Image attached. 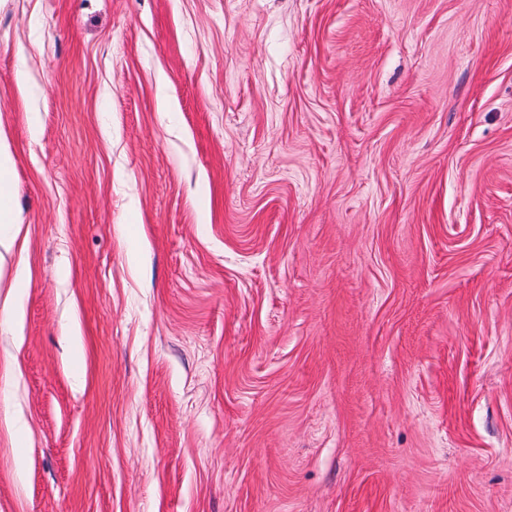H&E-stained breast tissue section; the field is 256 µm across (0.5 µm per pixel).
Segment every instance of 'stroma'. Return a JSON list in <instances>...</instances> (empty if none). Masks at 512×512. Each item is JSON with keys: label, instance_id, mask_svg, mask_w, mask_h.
<instances>
[{"label": "stroma", "instance_id": "35a3bbf8", "mask_svg": "<svg viewBox=\"0 0 512 512\" xmlns=\"http://www.w3.org/2000/svg\"><path fill=\"white\" fill-rule=\"evenodd\" d=\"M0 128V512H512V0H0ZM11 165L6 135L0 129V247L4 249L15 241L17 224L11 201Z\"/></svg>", "mask_w": 512, "mask_h": 512}]
</instances>
